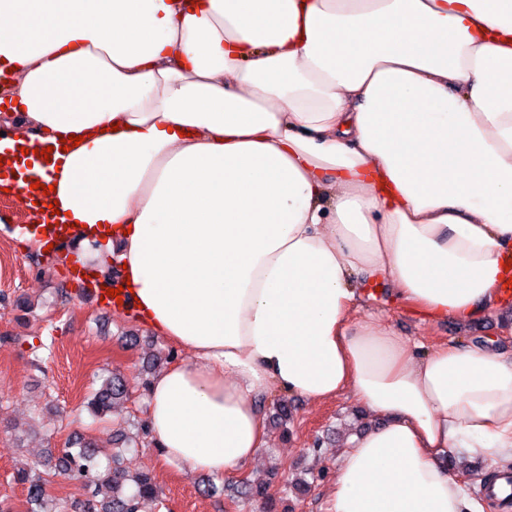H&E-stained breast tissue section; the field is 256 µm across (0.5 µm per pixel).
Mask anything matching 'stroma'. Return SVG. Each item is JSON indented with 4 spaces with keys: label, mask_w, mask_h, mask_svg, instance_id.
<instances>
[{
    "label": "stroma",
    "mask_w": 512,
    "mask_h": 512,
    "mask_svg": "<svg viewBox=\"0 0 512 512\" xmlns=\"http://www.w3.org/2000/svg\"><path fill=\"white\" fill-rule=\"evenodd\" d=\"M25 221L19 197L0 196V504L10 512L32 509L24 486L14 479L16 468L77 434L111 451L120 433L146 417L148 393L140 377L154 358L168 355L179 364L191 357L132 317L103 313L80 299L65 276L71 247L50 254L28 246L11 233ZM364 291L356 318L390 327L423 350L489 337L494 347L512 352V335L502 333L512 324V306L464 324L431 322L413 313L387 282H367ZM130 333L138 338L132 347L125 344ZM107 372L128 381L131 397L121 419L104 422L88 412L84 400ZM283 400L291 409L284 424L273 419ZM364 414L348 389L323 403L271 394L265 405L267 447L252 463L224 475L220 495L207 493V476L162 462L148 439L125 452L123 465L133 473L152 472L159 499L148 503V512H326L337 459ZM298 476L307 478V491L288 488ZM244 478L265 484L268 501L241 496L236 486Z\"/></svg>",
    "instance_id": "stroma-1"
}]
</instances>
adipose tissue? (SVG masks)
<instances>
[{"instance_id": "ef3b65f1", "label": "adipose tissue", "mask_w": 512, "mask_h": 512, "mask_svg": "<svg viewBox=\"0 0 512 512\" xmlns=\"http://www.w3.org/2000/svg\"><path fill=\"white\" fill-rule=\"evenodd\" d=\"M7 117L75 135L59 222L138 323L154 449L223 475L268 442L260 399L342 389L326 512H480L448 469L512 467V354L418 352L353 317L358 275L430 321L502 306L512 254V0H0Z\"/></svg>"}]
</instances>
